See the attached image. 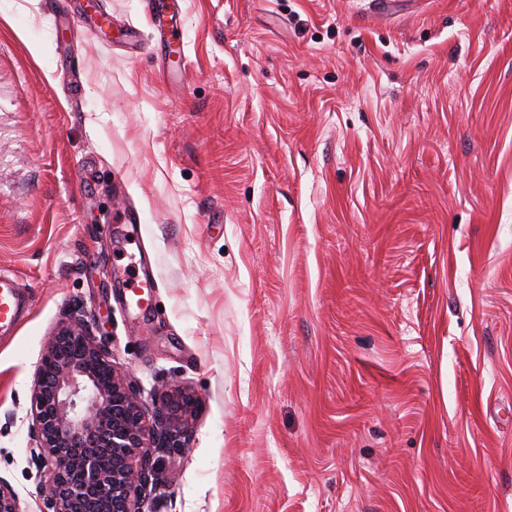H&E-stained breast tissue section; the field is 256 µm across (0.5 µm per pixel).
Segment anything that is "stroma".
<instances>
[{"label":"stroma","instance_id":"stroma-1","mask_svg":"<svg viewBox=\"0 0 512 512\" xmlns=\"http://www.w3.org/2000/svg\"><path fill=\"white\" fill-rule=\"evenodd\" d=\"M0 0V475L79 310L197 398L145 512H512V0ZM157 287L128 305L132 277ZM29 307L14 275L0 271V336H11Z\"/></svg>","mask_w":512,"mask_h":512}]
</instances>
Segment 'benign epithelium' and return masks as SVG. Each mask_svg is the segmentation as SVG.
Wrapping results in <instances>:
<instances>
[{
	"mask_svg": "<svg viewBox=\"0 0 512 512\" xmlns=\"http://www.w3.org/2000/svg\"><path fill=\"white\" fill-rule=\"evenodd\" d=\"M195 405L171 384L146 400L112 362L106 335L69 315L46 340L33 377L28 452L43 472L41 512H143L161 487V462L192 437ZM0 512H25L2 476Z\"/></svg>",
	"mask_w": 512,
	"mask_h": 512,
	"instance_id": "1",
	"label": "benign epithelium"
}]
</instances>
